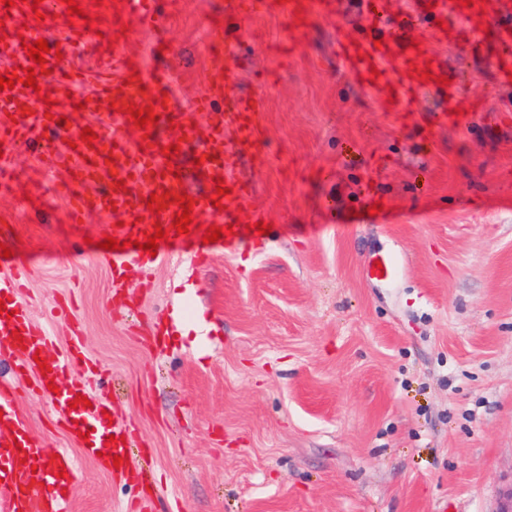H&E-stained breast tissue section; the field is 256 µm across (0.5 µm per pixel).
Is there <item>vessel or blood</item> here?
Instances as JSON below:
<instances>
[{"label": "vessel or blood", "mask_w": 512, "mask_h": 512, "mask_svg": "<svg viewBox=\"0 0 512 512\" xmlns=\"http://www.w3.org/2000/svg\"><path fill=\"white\" fill-rule=\"evenodd\" d=\"M154 2L103 0L98 6L94 0H79L84 14H92V23L112 17L120 25L129 26L130 31L158 26ZM261 12L301 26L311 16L337 14L338 0H234L237 17ZM0 13L6 17L0 29V74L14 72L15 61L27 58L26 45L46 38L49 17L62 22L58 35L47 39L50 50L45 63L34 67L38 89L18 81L13 88L0 91V193L36 194L35 174L12 176L9 152L31 141L38 130L62 131L63 144L46 148L40 166L52 169L64 165L73 173L78 188L69 194L68 216L72 223H80L92 212L118 220L111 234L126 247L102 254L114 288L122 287L130 269L148 275L160 262L159 257L133 247V239L144 238L159 226L168 231L170 240H177V197L188 200L194 220L206 216L218 228L268 221L267 211L253 201L251 184L235 176L240 150L254 147L259 138L257 117L266 109V98L258 90L236 92L234 72L223 56L212 58L207 92L187 110L173 96L171 72L142 70L139 47L130 32L112 43L102 42L99 35L90 32V23H84L82 16L68 17L65 0H41L36 8L29 0H18L11 8L0 4ZM418 13L423 27L417 44L403 48L392 38L378 36L369 19L357 28L339 26L338 52L346 62L348 76L371 90L383 111L403 118L413 111L418 94L428 89L442 98L446 123L460 125L463 117L456 108L460 100L467 99L466 92L455 81L445 86L438 83L442 70L431 65L427 45L447 38L443 22L463 18L494 81L512 82V0H471L467 6L460 5L459 0H419ZM79 44L94 50L98 59L94 71L71 66V56ZM426 70L432 78L425 82L421 74ZM84 84L91 85V94L78 93V86ZM49 99L54 100V107H46ZM134 105L151 108L155 118L173 125L171 139H154L139 128L130 114ZM96 112L100 120L90 121V114ZM200 115L209 117L207 127L197 126ZM108 118L117 125L111 134L104 125ZM85 127L95 132L93 143L83 142L81 130ZM228 130L235 137L231 147L224 144ZM203 134L212 142L211 147L198 153L201 165L197 172L206 187L193 192L186 178L177 174V152ZM219 178L229 193L219 197L220 203L215 206L211 198L216 195L214 184ZM99 182L107 183L106 192H94ZM154 207L159 210L155 216L150 213ZM21 288V278L0 265V300L6 305L5 314L0 315V345L17 353L20 376L31 378L34 391L46 397L68 437L78 439L85 457L124 455L127 446L119 438L128 435L129 430L120 420L105 418L103 400L94 396L89 407L69 406L76 395L86 392L80 379L84 368L79 325H72L67 347H57L53 334L33 323ZM16 330L21 333L17 339L12 336ZM41 357L47 359L50 374H42L37 363ZM113 435L118 438L114 444L109 441ZM70 462L69 454L63 451L56 462L48 461L46 443L20 414L16 392L0 385V512H46L49 504L64 505L62 490L73 479L60 477L59 472Z\"/></svg>", "instance_id": "vessel-or-blood-1"}]
</instances>
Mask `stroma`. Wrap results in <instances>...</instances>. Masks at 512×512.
Instances as JSON below:
<instances>
[{"label":"stroma","mask_w":512,"mask_h":512,"mask_svg":"<svg viewBox=\"0 0 512 512\" xmlns=\"http://www.w3.org/2000/svg\"><path fill=\"white\" fill-rule=\"evenodd\" d=\"M231 0H181L164 22L171 57L144 30L142 65L171 61L182 105L205 92L212 55L267 109L238 176L269 215L198 267L160 245L151 279L129 271L121 301L101 260L106 214L65 221L63 169L35 198L0 196V243L26 276L36 326L73 301L84 384L134 431L121 471L84 458L0 347V384L49 452L77 469L65 512H501L512 493V84L455 36L432 55L468 77L484 111L442 124L421 92L397 121L344 71L336 26H359L362 0L297 31L282 18L241 19L214 34ZM265 158L256 165L255 154ZM383 208L368 215L370 199ZM390 280L366 278L377 256ZM203 319L197 344L158 341L174 318Z\"/></svg>","instance_id":"stroma-1"}]
</instances>
